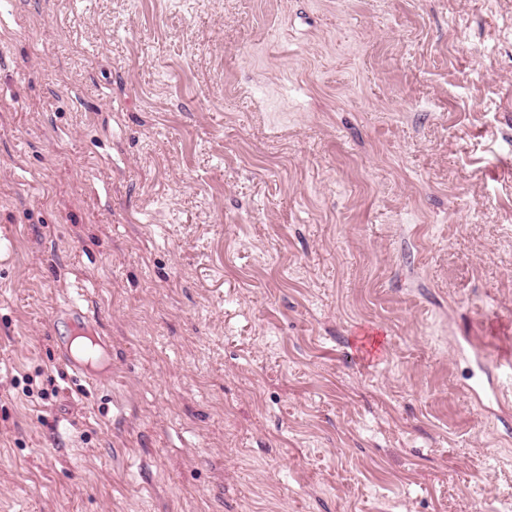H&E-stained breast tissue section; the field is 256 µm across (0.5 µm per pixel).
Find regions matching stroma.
Listing matches in <instances>:
<instances>
[{
    "instance_id": "obj_1",
    "label": "stroma",
    "mask_w": 512,
    "mask_h": 512,
    "mask_svg": "<svg viewBox=\"0 0 512 512\" xmlns=\"http://www.w3.org/2000/svg\"><path fill=\"white\" fill-rule=\"evenodd\" d=\"M510 351L512 0L0 7V512H512Z\"/></svg>"
}]
</instances>
